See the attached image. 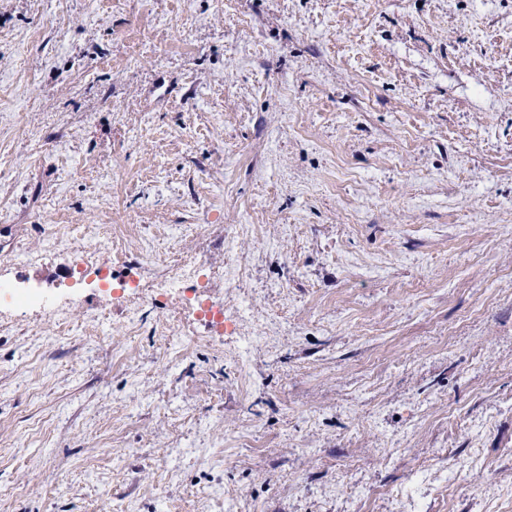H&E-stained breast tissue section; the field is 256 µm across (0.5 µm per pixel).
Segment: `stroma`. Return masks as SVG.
I'll return each instance as SVG.
<instances>
[{
  "mask_svg": "<svg viewBox=\"0 0 512 512\" xmlns=\"http://www.w3.org/2000/svg\"><path fill=\"white\" fill-rule=\"evenodd\" d=\"M0 287V512H512V0H0Z\"/></svg>",
  "mask_w": 512,
  "mask_h": 512,
  "instance_id": "1",
  "label": "stroma"
}]
</instances>
